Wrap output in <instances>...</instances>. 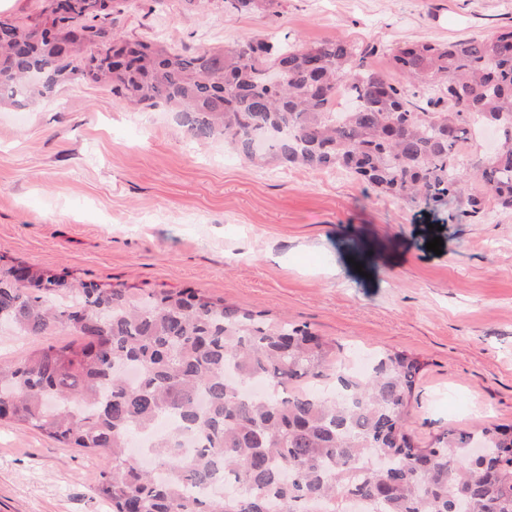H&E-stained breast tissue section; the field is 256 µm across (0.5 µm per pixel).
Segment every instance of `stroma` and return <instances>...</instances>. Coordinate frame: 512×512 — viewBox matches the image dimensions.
<instances>
[{
    "mask_svg": "<svg viewBox=\"0 0 512 512\" xmlns=\"http://www.w3.org/2000/svg\"><path fill=\"white\" fill-rule=\"evenodd\" d=\"M124 38L202 53L240 39L383 47L488 38L512 0H122ZM441 237V252L427 241ZM0 265L124 285L192 288L345 347L423 365L410 399L421 439L512 423V212L474 222L396 201L349 173L252 162L190 140L173 113L133 109L77 80L30 109L0 106ZM105 457L0 420V512H110Z\"/></svg>",
    "mask_w": 512,
    "mask_h": 512,
    "instance_id": "obj_1",
    "label": "stroma"
}]
</instances>
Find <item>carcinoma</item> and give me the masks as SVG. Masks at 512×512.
Listing matches in <instances>:
<instances>
[{"mask_svg":"<svg viewBox=\"0 0 512 512\" xmlns=\"http://www.w3.org/2000/svg\"><path fill=\"white\" fill-rule=\"evenodd\" d=\"M112 11V0H45L36 19L0 18V105L108 82L250 161L341 168L396 200L448 205L450 220L481 219L489 199L512 211V27L400 47L395 84L370 64L376 45L243 38L185 54L123 38ZM39 22L60 27L67 52L48 32L32 38ZM479 121L505 140L471 169L462 148ZM473 178L482 190L452 210ZM2 323L75 337L0 361V420L111 460L96 494L112 512H345L349 498L361 512H512V425L417 438L409 400L422 363L404 351L375 353L359 375L308 326L199 290L137 297L16 266H0ZM258 380L260 398L247 391ZM162 419L177 429L153 440L145 469L129 442Z\"/></svg>","mask_w":512,"mask_h":512,"instance_id":"1","label":"carcinoma"}]
</instances>
